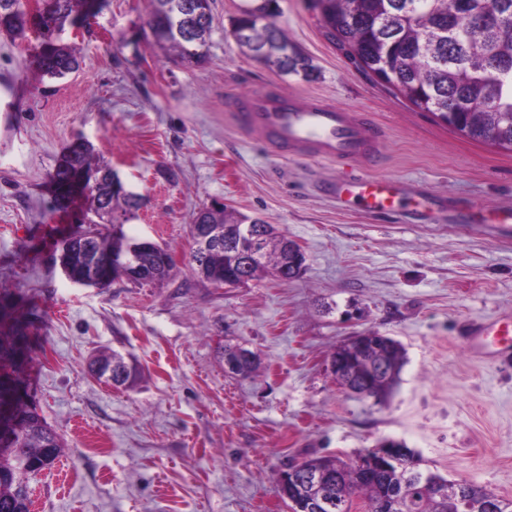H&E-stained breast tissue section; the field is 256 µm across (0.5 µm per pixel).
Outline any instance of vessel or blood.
Returning a JSON list of instances; mask_svg holds the SVG:
<instances>
[{
  "label": "vessel or blood",
  "instance_id": "b4317fda",
  "mask_svg": "<svg viewBox=\"0 0 512 512\" xmlns=\"http://www.w3.org/2000/svg\"><path fill=\"white\" fill-rule=\"evenodd\" d=\"M243 104L245 110L238 113V120L270 146L360 165V172L340 175L329 183L327 190L336 200L372 215L393 216L401 211L415 214L422 208L430 213L442 210V198L414 197L406 183L378 174L383 134L372 119L350 117L320 101L303 103L277 94L248 96ZM468 340L504 350L512 348V319L475 323L468 331Z\"/></svg>",
  "mask_w": 512,
  "mask_h": 512
}]
</instances>
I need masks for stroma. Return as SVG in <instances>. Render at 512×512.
<instances>
[{"label": "stroma", "instance_id": "obj_1", "mask_svg": "<svg viewBox=\"0 0 512 512\" xmlns=\"http://www.w3.org/2000/svg\"><path fill=\"white\" fill-rule=\"evenodd\" d=\"M245 0H212L201 65L176 60L145 25L150 0H98L64 26L78 71L43 76L36 28L0 31V289L34 347L39 413L63 444L31 478L34 512H289L279 473L308 454L351 461L384 439L427 467L512 500V360L470 353L469 323L512 315V237L487 224L381 220L324 194L342 163L297 159L238 125L241 94L319 97L380 125V174L449 210L512 208V151L467 139L414 107L327 37L312 0H272L276 26L310 75L256 62L231 34ZM93 144L143 205L123 230L158 242L176 271L161 286L71 282L57 243L86 207H56L66 149ZM266 217L306 254L297 280L213 288L188 263L197 210ZM375 332L405 351L385 405L341 390L327 368L348 337ZM256 352L242 378L225 345ZM117 352L135 386L92 372Z\"/></svg>", "mask_w": 512, "mask_h": 512}]
</instances>
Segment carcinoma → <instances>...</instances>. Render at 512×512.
I'll return each mask as SVG.
<instances>
[{"instance_id":"carcinoma-1","label":"carcinoma","mask_w":512,"mask_h":512,"mask_svg":"<svg viewBox=\"0 0 512 512\" xmlns=\"http://www.w3.org/2000/svg\"><path fill=\"white\" fill-rule=\"evenodd\" d=\"M320 18L330 22L331 40L348 48V57L373 72L384 58L397 66L395 85L412 105L429 112L470 140L512 150V0H314ZM95 0H49L47 8L30 19L21 0H0V29L25 36L28 24L41 31L35 60L44 75L63 78L79 69L75 51L54 35L56 23L89 13ZM267 3L255 4L234 20L232 34L252 57L283 74L311 70L298 52L269 21ZM211 0H152L146 25L154 40L176 52L183 62L198 65L207 56L212 31ZM491 99L493 110L450 112L455 100ZM57 185L56 205L69 207L76 186L88 202L80 223L87 228L70 236V262L83 273L87 253L98 255V276L92 286L112 284V254L126 255L134 240L125 234L109 237L97 221L126 223L137 209L133 199L112 188V167L94 155L93 145L74 142L52 176ZM276 232L266 241L262 260L251 279L275 275L281 266V238ZM205 268L204 280L223 282L237 266L224 252L199 255L190 252V265ZM392 372L368 389L363 398L384 403L399 383L404 353L396 344L389 352ZM30 363L29 336L12 316L0 290V424L12 434L0 445V512H28L30 503L20 463L53 461L62 445L56 432L39 414L23 376ZM312 466L332 468L337 478L338 505L333 512H351L352 499L362 495L368 512H384L383 498L390 492L399 499L398 512H460L450 499L428 495L422 483L409 476L421 469L416 459L402 475L383 474L374 481L361 480L352 466L337 457L310 456Z\"/></svg>"}]
</instances>
